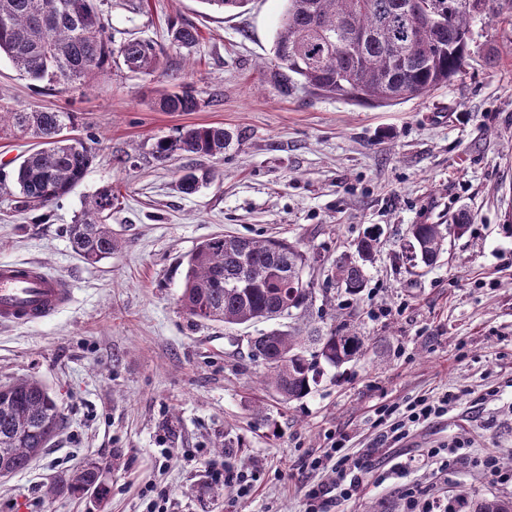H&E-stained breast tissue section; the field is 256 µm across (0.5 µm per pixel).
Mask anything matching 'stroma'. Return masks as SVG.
<instances>
[{
    "mask_svg": "<svg viewBox=\"0 0 512 512\" xmlns=\"http://www.w3.org/2000/svg\"><path fill=\"white\" fill-rule=\"evenodd\" d=\"M285 0H250L216 12L201 0H104L113 43L130 37L165 45L150 76L114 64L83 90L49 89L0 59V110L75 115L73 132L97 154L59 204L16 211L0 197V262L36 264L65 279L68 306L26 326L0 323V384L33 378L61 404L64 429L25 471L0 480V512H145L140 489L171 492L170 512H303L300 481L326 475L309 462L331 434L368 467L356 497L332 512H402L397 480L377 475L428 449L512 451V22L474 23L464 69L427 95L360 106L309 88L281 93L274 43ZM200 34L173 45V28ZM190 87L194 112H163L159 94ZM221 125L223 155L167 161L155 141L186 126ZM199 188L183 194L180 176ZM120 246L90 265L68 227L105 185ZM469 227L448 238L437 265L413 275L404 243L410 225ZM381 230L361 293L335 277L340 255L370 226ZM220 234L302 240L313 288L311 325L347 323L366 356L326 370L316 390L282 403L261 386L249 337L288 327L280 318L227 327L193 322L180 307L187 256ZM460 393L447 415L384 442L373 426L383 403ZM233 448H225V440ZM265 466L249 497L211 485L205 460ZM100 468L103 494L51 496L50 483L82 466ZM410 484L457 496H512L474 467Z\"/></svg>",
    "mask_w": 512,
    "mask_h": 512,
    "instance_id": "stroma-1",
    "label": "stroma"
}]
</instances>
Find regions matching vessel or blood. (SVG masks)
Instances as JSON below:
<instances>
[{
    "instance_id": "vessel-or-blood-1",
    "label": "vessel or blood",
    "mask_w": 512,
    "mask_h": 512,
    "mask_svg": "<svg viewBox=\"0 0 512 512\" xmlns=\"http://www.w3.org/2000/svg\"><path fill=\"white\" fill-rule=\"evenodd\" d=\"M71 290L37 265L0 263V322L27 325L43 321L68 305Z\"/></svg>"
}]
</instances>
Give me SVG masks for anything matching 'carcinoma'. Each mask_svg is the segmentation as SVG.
Returning a JSON list of instances; mask_svg holds the SVG:
<instances>
[{"instance_id":"obj_1","label":"carcinoma","mask_w":512,"mask_h":512,"mask_svg":"<svg viewBox=\"0 0 512 512\" xmlns=\"http://www.w3.org/2000/svg\"><path fill=\"white\" fill-rule=\"evenodd\" d=\"M436 6L432 22L405 10L407 0H287L275 41L276 67L285 71L282 93L293 78L323 95L368 106H387L421 97L446 84L465 63L472 24L502 15L499 0H477L480 12L460 0H426ZM173 43L193 47L199 40L189 26L172 32ZM0 55L36 82L83 89L112 70L114 57L134 74L152 75L163 68L165 50L150 39L133 38L112 48L97 0H0ZM164 112H195L200 102L187 87L162 95ZM74 124L70 112L17 110L0 112V132L16 130L37 139V146L12 170L0 168V192L15 196L17 208L35 210L59 203L83 181L95 155L81 139L59 140L58 129ZM229 141L222 126H192L175 137L156 141L154 154L168 160L183 154L220 156ZM112 186L100 188L69 227L80 257L97 264L112 257L118 241L112 234ZM464 233L468 224H413L408 239L420 248L419 267L431 268L444 253L447 230ZM380 233L372 228L355 252L336 260V277L344 291L364 288V265L373 260ZM308 257L297 242L215 235L188 258L182 309L201 323L228 327L283 316L305 317L313 288L300 275ZM252 356L265 365L262 382L285 402L310 395L324 367L339 368L366 353L365 338L346 325L325 329L300 326L272 330L250 339ZM63 418L56 398L40 381L26 378L0 385V466L26 470L47 448L46 437L60 434ZM100 490L98 466L77 471L54 483L52 496ZM473 512H512V499L474 504Z\"/></svg>"}]
</instances>
